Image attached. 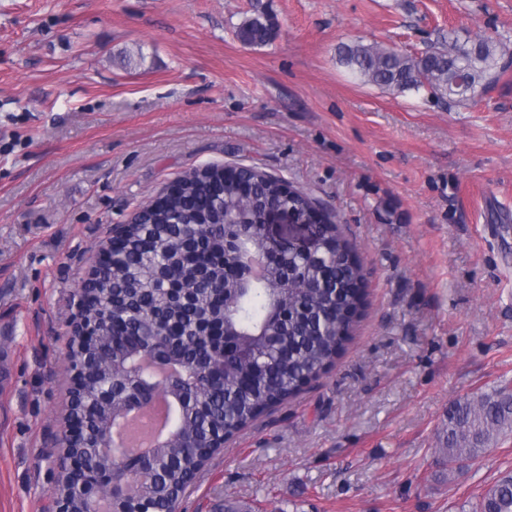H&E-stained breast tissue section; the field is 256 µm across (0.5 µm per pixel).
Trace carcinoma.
Wrapping results in <instances>:
<instances>
[{
    "mask_svg": "<svg viewBox=\"0 0 512 512\" xmlns=\"http://www.w3.org/2000/svg\"><path fill=\"white\" fill-rule=\"evenodd\" d=\"M237 36L245 45L263 46L272 26L265 15H253ZM505 55L506 48L491 38L450 36L415 56L378 44H345L338 59L363 83L463 102L496 81L507 68ZM242 175L252 182L247 203L217 166L187 174L180 194L127 228L122 252L99 281V292L112 294V339L86 346L84 401L91 432L75 447L96 454L120 406L153 396L150 366L140 367L136 381L118 369L128 357L139 360L148 348L195 373L191 382L169 388L178 435L140 461L154 479L141 487L138 501L129 505L132 512H173L188 478L218 442L335 365L364 307L366 272L350 258L352 246L335 216L322 217L315 253L279 252L257 228L266 207L283 204L303 216L318 210L319 201L253 167L242 168ZM214 363L222 364L224 377L204 375ZM109 377L110 410L95 401L97 387ZM508 434L512 388L505 384L450 405L439 452L451 470L484 457ZM478 509L512 512V475L497 480Z\"/></svg>",
    "mask_w": 512,
    "mask_h": 512,
    "instance_id": "carcinoma-1",
    "label": "carcinoma"
}]
</instances>
